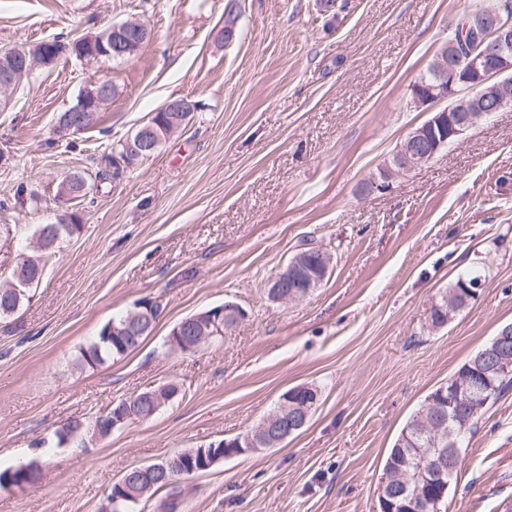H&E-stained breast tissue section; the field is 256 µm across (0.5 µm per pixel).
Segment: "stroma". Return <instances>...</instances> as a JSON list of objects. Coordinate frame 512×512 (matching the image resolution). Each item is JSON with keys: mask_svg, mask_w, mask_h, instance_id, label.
Wrapping results in <instances>:
<instances>
[{"mask_svg": "<svg viewBox=\"0 0 512 512\" xmlns=\"http://www.w3.org/2000/svg\"><path fill=\"white\" fill-rule=\"evenodd\" d=\"M235 2L238 35L219 37ZM480 0H0V51L135 19L129 60L59 59L0 112V279L38 229L78 214L28 300L0 318V469L40 478L0 489V512H100L127 469L249 432L297 385L320 400L283 446L224 459L180 484V512H376L389 448L424 397L512 323V107L429 164L368 195L367 179L428 117L411 89ZM116 94L91 130L54 119L91 82ZM200 110L120 182L104 158L167 100ZM93 179L63 202L60 183ZM28 194L15 198L17 187ZM334 256L303 300L268 281L305 242ZM478 298L446 326L428 314L458 277ZM163 313L134 352L80 365L81 348L143 299ZM234 302L248 313L196 350L167 344L183 318ZM170 381L154 417L93 425L111 403ZM84 429L56 433L71 420ZM441 512H512V390L466 439Z\"/></svg>", "mask_w": 512, "mask_h": 512, "instance_id": "35a3bbf8", "label": "stroma"}]
</instances>
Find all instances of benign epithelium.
Masks as SVG:
<instances>
[{
  "mask_svg": "<svg viewBox=\"0 0 512 512\" xmlns=\"http://www.w3.org/2000/svg\"><path fill=\"white\" fill-rule=\"evenodd\" d=\"M150 37L149 30L137 21L129 20L112 25L107 31L90 33L73 41L80 49L83 60H94L101 55L115 54L134 58ZM60 56L55 42L41 41L29 49L0 53V112L11 107L13 96L39 67L54 64ZM433 80L422 83L412 95L411 105L416 108L431 107V116L422 125L412 129L399 143L392 158L377 174L365 183L368 193H386L400 176L411 173L433 160L443 149L454 142L466 130L476 126L493 112L512 106V0H495L491 6L464 13L459 32L443 43L437 51L432 66ZM109 83L97 81L88 85L77 103L67 114L56 118L54 131L66 138L81 129L82 112H98L112 98ZM446 103L443 108L440 103ZM180 116L173 119L171 132L184 128L191 114L197 111L196 102L182 98L168 108ZM126 150L140 160L154 152L160 145L141 130L124 140ZM304 258L297 254L269 284L268 294L276 303L297 301L308 292H285L288 275L304 267ZM152 302L141 300L129 310L123 329L131 339L138 337L140 329L152 320ZM246 311L235 304L226 303L216 311H206L188 317L178 325L170 345L181 351L183 347L197 348L223 330L224 320L236 322L246 318ZM512 347V326L501 329L490 341V346L477 357L484 367L483 375H511L512 358L507 351ZM486 385L470 373H458L448 384V403L444 408L468 409L476 416L484 409ZM309 395L307 386L287 390L280 397L275 412L265 417L257 426L256 437L247 441L248 448H275L300 430L308 419V407L295 406V398ZM416 436L427 437L443 446L454 444V431L443 419H420Z\"/></svg>",
  "mask_w": 512,
  "mask_h": 512,
  "instance_id": "obj_1",
  "label": "benign epithelium"
}]
</instances>
